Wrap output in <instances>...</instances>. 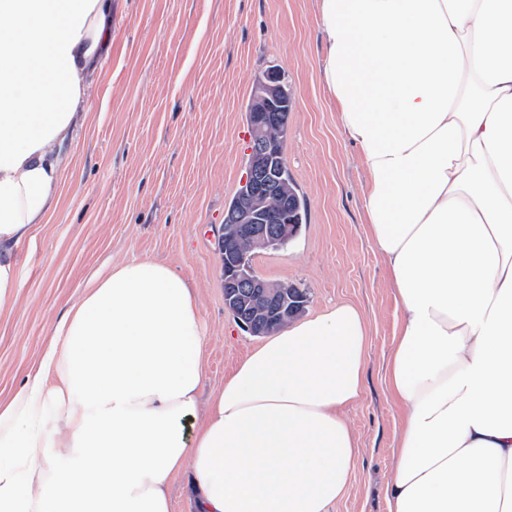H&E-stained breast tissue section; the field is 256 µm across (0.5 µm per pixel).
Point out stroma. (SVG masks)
<instances>
[{"label": "stroma", "instance_id": "stroma-1", "mask_svg": "<svg viewBox=\"0 0 512 512\" xmlns=\"http://www.w3.org/2000/svg\"><path fill=\"white\" fill-rule=\"evenodd\" d=\"M319 55L317 0H113L112 52L66 147L59 204L16 250L22 287L0 314V401L23 386L92 276L134 259L166 263L191 284L207 342L205 392L259 344L224 304L220 241L246 178L255 81L275 66L295 97L284 154L307 212L287 245L252 264L306 290L307 314L348 302L367 321L365 392L346 412L359 455L335 512H387L399 431L385 371L393 287Z\"/></svg>", "mask_w": 512, "mask_h": 512}]
</instances>
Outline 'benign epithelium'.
<instances>
[{"label": "benign epithelium", "instance_id": "obj_1", "mask_svg": "<svg viewBox=\"0 0 512 512\" xmlns=\"http://www.w3.org/2000/svg\"><path fill=\"white\" fill-rule=\"evenodd\" d=\"M293 104L294 98L283 94L279 70L268 69L257 81L253 94L254 126L248 174L251 190L234 210L224 215L222 227L224 304L237 317L244 312L252 314L254 320L248 330L255 335L276 332L288 317L301 314L305 307L291 285L282 283L278 289L270 290L238 248L242 240L259 248L274 247L295 228L293 200L283 194L280 185L284 142L271 139L265 129L267 125L288 123ZM274 196L280 205L273 210L268 207V201Z\"/></svg>", "mask_w": 512, "mask_h": 512}]
</instances>
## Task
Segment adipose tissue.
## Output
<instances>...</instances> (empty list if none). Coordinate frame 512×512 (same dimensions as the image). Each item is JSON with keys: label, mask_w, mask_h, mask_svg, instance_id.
<instances>
[{"label": "adipose tissue", "mask_w": 512, "mask_h": 512, "mask_svg": "<svg viewBox=\"0 0 512 512\" xmlns=\"http://www.w3.org/2000/svg\"><path fill=\"white\" fill-rule=\"evenodd\" d=\"M318 29L395 288L388 512H512V0H318ZM111 47L112 0H0V313ZM368 343L349 303L294 321L202 414L192 288L159 261L115 265L0 402V512H172L183 474L196 512H333Z\"/></svg>", "instance_id": "obj_1"}]
</instances>
